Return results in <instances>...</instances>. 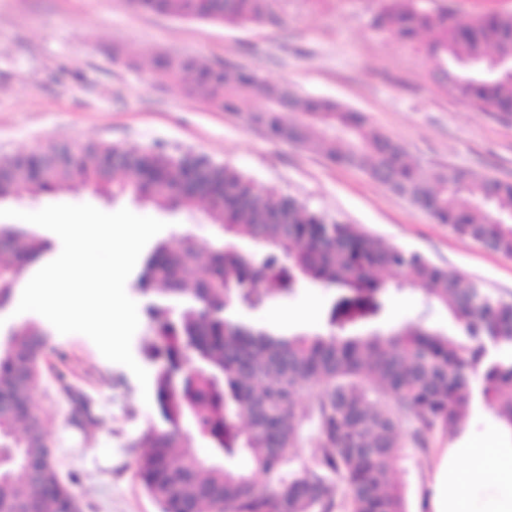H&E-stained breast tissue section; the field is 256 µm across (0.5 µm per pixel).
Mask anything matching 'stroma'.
<instances>
[{
	"label": "stroma",
	"instance_id": "35a3bbf8",
	"mask_svg": "<svg viewBox=\"0 0 512 512\" xmlns=\"http://www.w3.org/2000/svg\"><path fill=\"white\" fill-rule=\"evenodd\" d=\"M378 0H288L274 25L229 27L139 11L131 0H0V156L36 153L47 143L88 142L208 157L258 186L292 196L328 220L356 225L383 241L417 252L448 271L512 298V259L455 236L363 170L330 162L313 145L270 140L248 120L259 101L221 111L158 78L163 54L244 65L302 98L324 99L363 113L403 145L426 170L463 169L512 181V124L473 108L436 85L417 45L371 26ZM90 204L166 222L159 240L177 246L192 235L209 251L223 232L204 212L159 210L128 196L90 190L32 195L18 190L6 206L34 212L51 204ZM336 289L302 283L274 305L237 307L263 324L271 307H312L300 333L387 332L412 321L453 333L443 309L417 289L387 293L382 313L357 323L329 324ZM44 372L32 400L44 416L57 468L77 493L82 512H160L137 476L136 441L159 417L144 402L125 366L106 360L85 335L51 332ZM69 384L93 401L98 424L70 422ZM397 470L407 512H428L433 464L448 436L425 445L404 436Z\"/></svg>",
	"mask_w": 512,
	"mask_h": 512
}]
</instances>
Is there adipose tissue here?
Masks as SVG:
<instances>
[{
  "instance_id": "ef3b65f1",
  "label": "adipose tissue",
  "mask_w": 512,
  "mask_h": 512,
  "mask_svg": "<svg viewBox=\"0 0 512 512\" xmlns=\"http://www.w3.org/2000/svg\"><path fill=\"white\" fill-rule=\"evenodd\" d=\"M429 504L430 512H512V431L500 425L445 448Z\"/></svg>"
}]
</instances>
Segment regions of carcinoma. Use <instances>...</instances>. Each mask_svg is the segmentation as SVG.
Returning a JSON list of instances; mask_svg holds the SVG:
<instances>
[{
	"mask_svg": "<svg viewBox=\"0 0 512 512\" xmlns=\"http://www.w3.org/2000/svg\"><path fill=\"white\" fill-rule=\"evenodd\" d=\"M133 2L144 11L232 27L278 19L275 0ZM371 26L409 42L429 34L422 51L433 81L453 85L503 121L512 118V75L490 70L495 53L512 43V14L462 19L421 0H380ZM158 72L226 112L244 98L262 100L253 118L269 138L314 144L459 237L512 258V182L464 170L429 173L362 113L302 99L245 67L166 55ZM290 112L303 121H288ZM21 186L36 195L93 188L160 209L202 205L225 235L255 248L249 256L231 244L212 248L189 281L199 258L195 240L185 236L177 248L160 242L138 278L142 293L159 298L147 308L153 338L143 352L156 362L152 385L165 428L151 426L138 441L137 471L162 512H406L394 480L403 427L420 444L435 429L457 438L478 403L512 430V301L475 281L352 224L329 223L297 199L193 154L51 143L36 155L0 158V201ZM48 248L32 232L0 225V307ZM385 269L401 273L397 288L420 287L430 304L445 309L459 337L418 323L367 336L290 334L235 315L237 305L257 307L305 280L341 290L329 310L332 325L351 311L378 314L386 286L377 273ZM170 300L183 307L174 311ZM48 341L41 325L27 322L0 346V512H80L31 400ZM307 388L316 398L300 407L297 395ZM70 397L73 421L95 424L90 401ZM197 442L209 459L196 454ZM308 443L318 449L310 462L301 458ZM240 458L252 468L238 467Z\"/></svg>",
	"mask_w": 512,
	"mask_h": 512,
	"instance_id": "1",
	"label": "carcinoma"
}]
</instances>
